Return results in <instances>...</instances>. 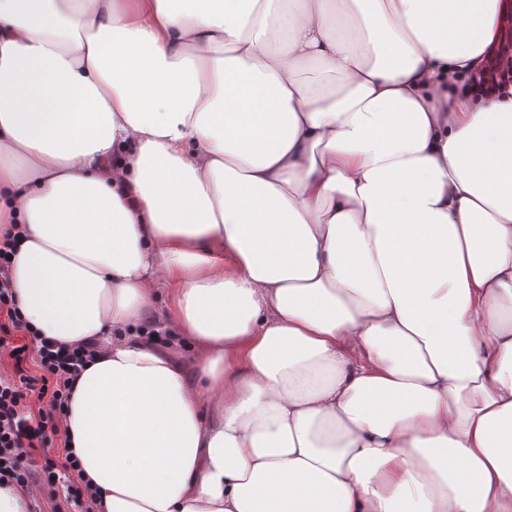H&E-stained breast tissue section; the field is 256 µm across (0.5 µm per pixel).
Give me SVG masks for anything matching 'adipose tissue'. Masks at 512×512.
<instances>
[{
  "mask_svg": "<svg viewBox=\"0 0 512 512\" xmlns=\"http://www.w3.org/2000/svg\"><path fill=\"white\" fill-rule=\"evenodd\" d=\"M511 9L0 0V234L97 351V512H512V85L464 88Z\"/></svg>",
  "mask_w": 512,
  "mask_h": 512,
  "instance_id": "ef3b65f1",
  "label": "adipose tissue"
}]
</instances>
